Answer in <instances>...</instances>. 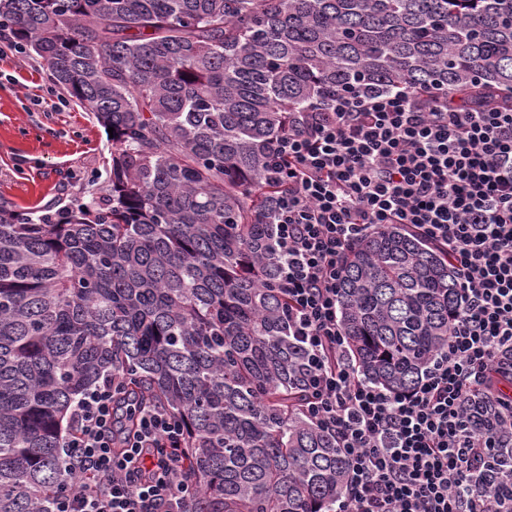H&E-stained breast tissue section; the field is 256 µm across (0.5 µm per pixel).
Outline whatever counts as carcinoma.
I'll use <instances>...</instances> for the list:
<instances>
[{
	"mask_svg": "<svg viewBox=\"0 0 512 512\" xmlns=\"http://www.w3.org/2000/svg\"><path fill=\"white\" fill-rule=\"evenodd\" d=\"M114 128L99 195L0 200V512H51L63 430L124 378L187 424L190 512H331L347 461L294 410L266 148L360 80L512 102V0H0V33ZM458 284L399 224L351 250L340 316L361 376L411 389Z\"/></svg>",
	"mask_w": 512,
	"mask_h": 512,
	"instance_id": "carcinoma-1",
	"label": "carcinoma"
}]
</instances>
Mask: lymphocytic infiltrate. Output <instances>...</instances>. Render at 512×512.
<instances>
[{"mask_svg": "<svg viewBox=\"0 0 512 512\" xmlns=\"http://www.w3.org/2000/svg\"><path fill=\"white\" fill-rule=\"evenodd\" d=\"M267 165L299 411L348 462L336 512H512V104L357 82L289 113ZM388 224L427 240L459 284L448 347L405 392L360 376L339 314L348 253ZM115 384L73 409L52 512H188L184 421L138 400L122 433Z\"/></svg>", "mask_w": 512, "mask_h": 512, "instance_id": "obj_1", "label": "lymphocytic infiltrate"}]
</instances>
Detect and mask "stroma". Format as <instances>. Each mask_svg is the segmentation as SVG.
Wrapping results in <instances>:
<instances>
[{
  "label": "stroma",
  "mask_w": 512,
  "mask_h": 512,
  "mask_svg": "<svg viewBox=\"0 0 512 512\" xmlns=\"http://www.w3.org/2000/svg\"><path fill=\"white\" fill-rule=\"evenodd\" d=\"M112 150L91 110L53 84L39 57L0 54V199L26 212L90 199Z\"/></svg>",
  "instance_id": "35a3bbf8"
}]
</instances>
